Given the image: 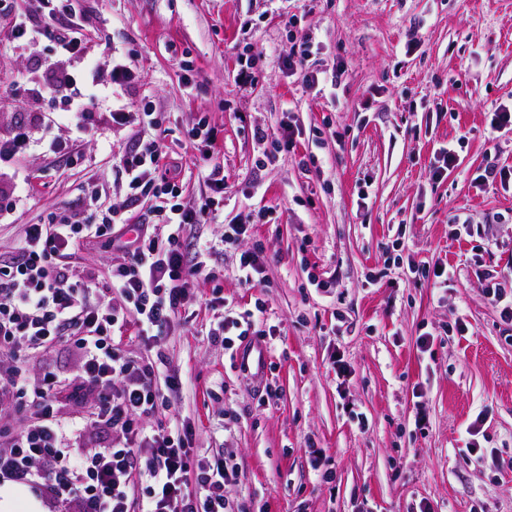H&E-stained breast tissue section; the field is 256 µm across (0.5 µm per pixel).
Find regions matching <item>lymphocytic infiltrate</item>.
Wrapping results in <instances>:
<instances>
[{
  "mask_svg": "<svg viewBox=\"0 0 512 512\" xmlns=\"http://www.w3.org/2000/svg\"><path fill=\"white\" fill-rule=\"evenodd\" d=\"M73 2L30 0L27 11L0 24L14 46L51 49L41 84L30 85L22 73L14 83L30 85L33 97L64 100L70 130L68 138L39 146L21 122L0 138V164L10 170L0 195L30 184L22 161L34 148L77 157L100 102L110 101L114 128L135 127L144 138L115 159L126 184L122 206L92 192L90 214L66 210L47 223L22 225L16 252L0 260V402H13L20 415L18 426L0 422V486L29 487L63 512H234L224 495L230 473L223 455L195 463L189 422L149 424L181 394L180 373L164 350L145 359L130 347L170 335L197 303L195 280L213 277L215 255L248 227L228 224L220 238L186 245L187 228L209 223L224 202L217 131L203 116L185 133L211 192L184 204L170 154L152 136L162 125L158 113L148 106L128 112L112 102L137 85L133 61L110 57L105 76L79 66L91 26ZM100 240L123 255L105 278L77 259L82 246ZM205 306L213 312V340L228 350L257 335L266 312L259 301L229 319L220 298ZM60 345L76 355L74 375L30 368ZM89 401L92 412L77 415Z\"/></svg>",
  "mask_w": 512,
  "mask_h": 512,
  "instance_id": "1",
  "label": "lymphocytic infiltrate"
}]
</instances>
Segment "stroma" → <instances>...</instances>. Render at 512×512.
Segmentation results:
<instances>
[{
	"instance_id": "obj_1",
	"label": "stroma",
	"mask_w": 512,
	"mask_h": 512,
	"mask_svg": "<svg viewBox=\"0 0 512 512\" xmlns=\"http://www.w3.org/2000/svg\"><path fill=\"white\" fill-rule=\"evenodd\" d=\"M102 43L132 57L139 81L126 109L153 102L165 144L182 158L190 197L206 192L184 134L200 115L218 131L224 212L195 237L221 236L226 223L272 209L269 223L224 248V280L198 278L199 298L220 288L226 307L263 300L270 329L262 374L240 369L208 334V314L182 320L162 341L171 366L190 378L172 413L189 421L200 457L224 452L238 472L224 488L239 512H512V326L477 286L483 270L512 262V177L479 181L488 162L512 167V131L491 139L489 114L512 106V0H80ZM313 34L310 59L343 68L338 86L303 88L284 65L289 21ZM256 59V80L240 86V52ZM195 69L183 83V60ZM29 50L0 52V133L21 105L10 84ZM300 134L293 150L263 162L253 138L280 135L284 115ZM83 143L80 165L32 154L44 177L11 223L89 208L90 180L121 203L113 155L131 130ZM453 144L459 164L433 175V154ZM314 165L302 167L303 157ZM479 232L453 239L450 214ZM261 244L263 277L235 276L242 251ZM446 262L448 287L406 276L409 264ZM386 269L378 283L370 272ZM464 323L458 335L453 327ZM430 333L420 351L418 336ZM347 371L338 374L337 360ZM423 399H416L415 389ZM426 423L416 426L417 410ZM482 418L478 435L467 432ZM332 470L325 483L321 474Z\"/></svg>"
}]
</instances>
